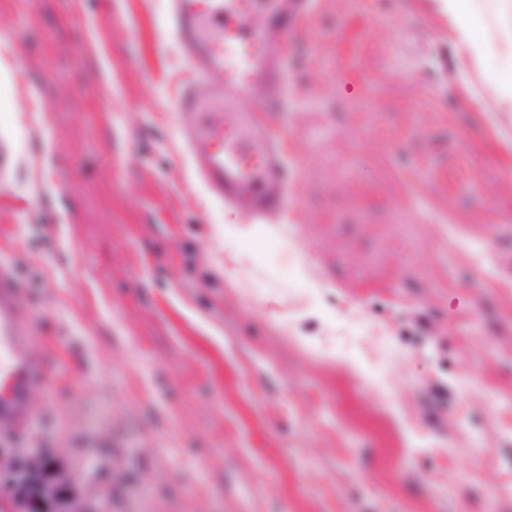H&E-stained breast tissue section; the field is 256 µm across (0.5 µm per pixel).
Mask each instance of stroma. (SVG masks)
Segmentation results:
<instances>
[{"mask_svg":"<svg viewBox=\"0 0 512 512\" xmlns=\"http://www.w3.org/2000/svg\"><path fill=\"white\" fill-rule=\"evenodd\" d=\"M435 0H316L287 221L196 186L165 0H0L40 512H512V112Z\"/></svg>","mask_w":512,"mask_h":512,"instance_id":"35a3bbf8","label":"stroma"}]
</instances>
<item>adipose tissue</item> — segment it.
I'll return each mask as SVG.
<instances>
[{"mask_svg": "<svg viewBox=\"0 0 512 512\" xmlns=\"http://www.w3.org/2000/svg\"><path fill=\"white\" fill-rule=\"evenodd\" d=\"M448 18L452 39L473 63L497 58L501 67L493 75L498 88L500 109L512 112V23L491 25L482 4L484 0H437Z\"/></svg>", "mask_w": 512, "mask_h": 512, "instance_id": "1", "label": "adipose tissue"}]
</instances>
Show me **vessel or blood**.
I'll return each mask as SVG.
<instances>
[{
    "label": "vessel or blood",
    "instance_id": "1",
    "mask_svg": "<svg viewBox=\"0 0 512 512\" xmlns=\"http://www.w3.org/2000/svg\"><path fill=\"white\" fill-rule=\"evenodd\" d=\"M166 28L179 42L194 74L172 110L197 180L219 202L242 207L256 219L290 209L293 171L284 133L238 105L241 93L265 78L270 98L282 94L283 57L265 28L253 22L255 0H167ZM271 23L288 40L313 0H265ZM224 75L212 97H200L195 82ZM32 328L19 308V290L0 260V433L24 426L33 389L48 379L43 360L31 352Z\"/></svg>",
    "mask_w": 512,
    "mask_h": 512
}]
</instances>
